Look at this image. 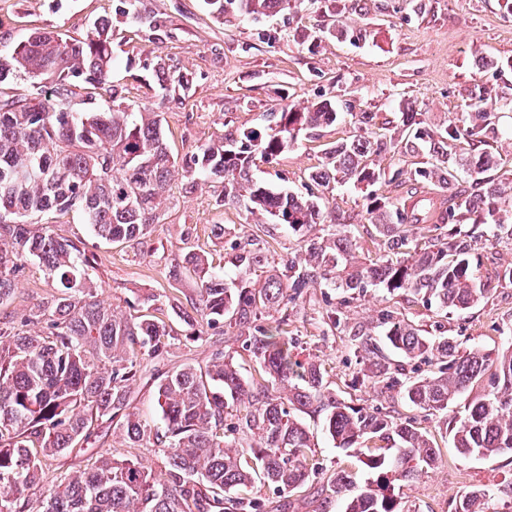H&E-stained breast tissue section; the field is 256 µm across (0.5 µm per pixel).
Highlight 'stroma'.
<instances>
[{"label":"stroma","instance_id":"1","mask_svg":"<svg viewBox=\"0 0 512 512\" xmlns=\"http://www.w3.org/2000/svg\"><path fill=\"white\" fill-rule=\"evenodd\" d=\"M112 22V74L109 89L117 100L157 108L170 147L184 156L198 146L235 137L242 131L266 130L274 112L286 103L306 107L334 100L343 119L318 135L301 136L272 162L256 160L255 178L272 187L302 194L313 189L337 223L351 225L358 258L372 257L381 239L367 213L365 186H313L310 175L323 165L324 153L340 139H379L402 124L406 112L417 113L423 127L439 132L470 104L512 102V7L505 0H304L295 11L258 20L232 15L219 19L203 0H0V50L21 41L31 30L61 32L80 39L95 20ZM501 59L500 67L482 66L483 58ZM186 75L188 90L161 93L152 62ZM381 194L398 205L414 206L420 221L416 233L437 223L443 199L429 182L386 183ZM37 224L56 237L82 242L95 257L90 271L103 298L116 314L150 312L163 319L177 337L168 355L147 360V373L129 386V407L151 427H160L156 402L157 374L191 364L206 369L215 352L233 355L245 377H258L259 366L245 348L239 330L217 325L203 328L181 320L173 305L191 308L197 286L171 275L172 265L190 251L205 253L227 282L238 281L231 265V243L260 250L273 258L253 282L281 273L284 263L301 254V236L287 225L250 215L224 202V184L214 178L176 177L170 196L148 237L112 243L95 236L77 211L48 212ZM223 233H215V225ZM475 272L490 291L464 312L436 314L434 308L371 287L345 309L347 329H331L322 316L340 296L304 289L289 303L290 329L298 336L299 360L323 361L337 394L355 407L380 405L400 416H416L433 428L435 417L415 411L398 390L373 391L358 386L349 334L376 332L381 310L392 308L431 334L453 337L460 350L480 346L500 349L512 340V283L497 279L512 266V244L479 243ZM54 288L38 263L26 262L13 296L0 304V321L35 334L33 308L46 304ZM156 297L150 308L139 306L142 294ZM205 340H198V333ZM304 421L315 435L316 479L296 493L289 512H342L343 501L321 506L317 491L336 471L365 475L355 458L336 448L318 416ZM441 462L398 495L404 512H453L459 495L473 488L512 490V455L492 462L458 454L450 439L439 442ZM141 461L158 470L162 455L156 447H127L123 438L102 428L70 454L47 463L46 485L86 468L104 451Z\"/></svg>","mask_w":512,"mask_h":512}]
</instances>
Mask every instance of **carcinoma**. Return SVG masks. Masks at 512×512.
Wrapping results in <instances>:
<instances>
[{
  "instance_id": "obj_1",
  "label": "carcinoma",
  "mask_w": 512,
  "mask_h": 512,
  "mask_svg": "<svg viewBox=\"0 0 512 512\" xmlns=\"http://www.w3.org/2000/svg\"><path fill=\"white\" fill-rule=\"evenodd\" d=\"M219 17L257 19L291 11L302 0H204ZM112 26L103 19L85 38L34 31L0 51V84L21 74L44 82L39 97L0 99V304L12 296L27 258L44 268L55 288L50 302L28 321L42 324L32 336L0 327V512H26L24 492L43 482L47 461L73 451L94 424H109L130 447L151 440L152 429L128 411L129 382L142 361L168 354L166 322L154 315L119 317L99 299L88 278L91 259L72 241L53 236L29 219L45 211L81 212L84 223L112 242L144 238L157 220L176 163L159 112L121 102L103 110L74 112L65 106L78 82L108 85ZM497 105L480 102L433 135L417 113L387 140L341 139L326 149L323 168L311 180L323 187L340 180L374 186L404 176L448 190V223L436 224L428 244L410 229L413 215L377 195L368 215L385 254L354 265L359 245L346 226L304 239V255L284 273L251 287L224 282L201 254L174 266L181 278H198L195 314L207 326H249L246 347L260 365L261 381L243 378L234 357L221 351L205 371L183 365L164 373L156 387L164 428L156 438L163 469L155 471L110 452L95 464L47 490L38 512H266L246 489L257 481L288 499L312 476L306 461L313 436L299 414L322 416L335 447L353 453L367 474L359 484L341 469L322 485L325 498L342 499L345 512H401L395 489L437 467L436 435L451 434L464 457L494 461L512 454V344L495 352L460 351L451 336H430L392 311L379 315L378 337L353 333L359 358L356 378L373 388L400 387L415 409L438 418V433L375 407L354 408L326 380L323 364L294 355L298 338L284 314L273 328L260 323L265 310L283 307L306 288H329L354 298L375 286L389 294L417 296L446 314L477 305L488 282L472 267L479 226L500 242H512V177L493 176L492 152L501 131ZM336 104L324 100L301 111L288 104L264 135L242 133L203 146L182 165L184 172L224 181V203L270 217L293 231L328 223L318 201L275 191L253 179L255 158L273 160L302 134L336 124ZM432 141L424 166L386 175L372 156L403 143L414 149ZM471 144L467 150L462 142ZM467 177L470 189L459 188ZM246 273L269 264L267 255L240 249ZM428 360L435 369L418 376L404 364ZM480 394L457 411L458 398ZM497 492L476 488L461 494L454 512H489Z\"/></svg>"
}]
</instances>
